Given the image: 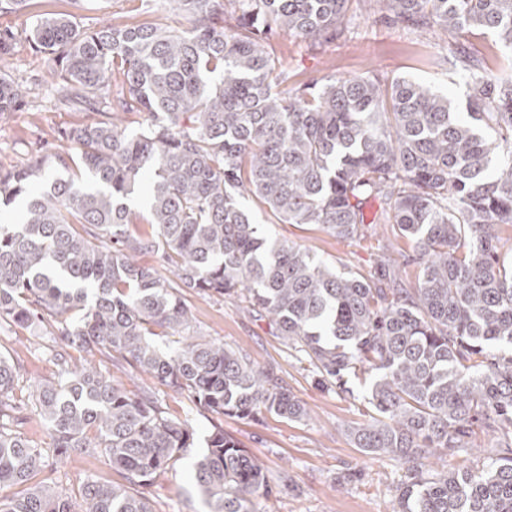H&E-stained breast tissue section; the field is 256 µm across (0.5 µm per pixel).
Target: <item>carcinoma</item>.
I'll list each match as a JSON object with an SVG mask.
<instances>
[{
  "mask_svg": "<svg viewBox=\"0 0 512 512\" xmlns=\"http://www.w3.org/2000/svg\"><path fill=\"white\" fill-rule=\"evenodd\" d=\"M189 27L147 22L85 30L67 13L38 20L34 46L53 61V94L93 117L62 134V151L0 169V198L24 200L0 224V325L52 337L55 377L22 391L20 365L0 353V512H75L65 490L32 484L55 461L104 457L121 481L86 477L84 512H151L138 488L192 447L195 431L156 394L127 390L86 356L115 354L159 385L187 391L219 418L263 412L292 422L304 403L239 351L186 336L185 293L243 295L318 381L348 392L370 380L372 420L349 429L355 447L405 466L395 512H512V71L458 43L480 31L512 51V0H376L396 24L451 37L448 63L467 73V117L447 97L377 73L331 77L283 97L288 79L268 34L316 39L350 0H170ZM235 17V24L226 15ZM17 34L0 30V68ZM122 83L112 86L110 70ZM20 92L0 73V117ZM145 114L133 130L131 114ZM82 168L37 192L58 168ZM150 181L149 233L129 199ZM280 224H319L338 239L388 224L418 252L410 285L399 266L338 273L309 250L273 241L246 199ZM154 253L170 275L139 263ZM177 336L167 351L149 337ZM33 404L50 443L20 428ZM497 453L466 470L429 457L481 447ZM193 471L210 512H253L274 494L262 462L212 426Z\"/></svg>",
  "mask_w": 512,
  "mask_h": 512,
  "instance_id": "carcinoma-1",
  "label": "carcinoma"
}]
</instances>
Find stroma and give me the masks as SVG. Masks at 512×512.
Masks as SVG:
<instances>
[{
  "label": "stroma",
  "mask_w": 512,
  "mask_h": 512,
  "mask_svg": "<svg viewBox=\"0 0 512 512\" xmlns=\"http://www.w3.org/2000/svg\"><path fill=\"white\" fill-rule=\"evenodd\" d=\"M53 12L71 14L81 27L90 30L142 12L170 31L188 26L169 0H30L26 10L0 13V29L18 34L5 72L29 88L19 109L0 119L2 169L27 164L37 148H60L61 133L88 119L87 113L55 101L43 81L51 62L26 35L41 15ZM270 42L288 70V80L279 86L286 94L335 72L351 75L372 69L429 86L460 110L470 94L466 78L449 67L432 33L393 23L375 0H351L350 11L333 34L312 40L275 33ZM254 215L258 223L266 225L272 239L301 244L337 271H369L383 255L404 262L407 272L415 270L412 244L391 231L380 229L341 240L316 224H276L259 208ZM187 298L199 335L272 369L309 411L308 419L300 422L267 412L251 420L224 417L225 434L259 458L279 486L276 496L256 499L257 512H392L396 490L406 480L404 469L385 456L369 459L355 448L348 434L350 428L368 423L372 414L362 399L363 385L355 384L352 398L320 386L310 365L292 356L267 319L251 312L244 299H216L193 292ZM38 342V337L20 329L0 330V352L20 362L33 384L54 375L52 365L36 349ZM106 367L133 392L159 393L164 407L172 415L189 420L196 431L194 447L186 449L166 474L144 487L153 512H208L197 492L191 464L211 429L210 420L197 414L189 393L161 388L130 361L118 356ZM86 476L118 478L104 458L72 457L44 470L35 481L74 494L80 478Z\"/></svg>",
  "instance_id": "1"
}]
</instances>
